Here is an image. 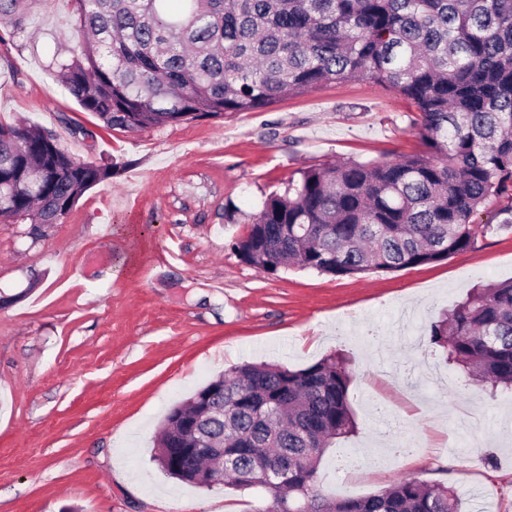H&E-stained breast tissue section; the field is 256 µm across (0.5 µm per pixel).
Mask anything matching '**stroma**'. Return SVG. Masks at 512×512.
<instances>
[{"instance_id": "35a3bbf8", "label": "stroma", "mask_w": 512, "mask_h": 512, "mask_svg": "<svg viewBox=\"0 0 512 512\" xmlns=\"http://www.w3.org/2000/svg\"><path fill=\"white\" fill-rule=\"evenodd\" d=\"M0 42V122L51 129L108 164L34 242L0 223V512H256V489L197 487L153 460L169 410L245 363L347 360L356 430L324 453L332 499L410 475L466 512H512V393L466 385L432 352V322L471 288L512 279V230L392 272L270 274L232 248L301 170L417 149L397 92L332 83L254 112L141 132L101 130L47 73L74 46L69 0H29Z\"/></svg>"}]
</instances>
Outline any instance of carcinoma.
<instances>
[{
    "label": "carcinoma",
    "instance_id": "carcinoma-1",
    "mask_svg": "<svg viewBox=\"0 0 512 512\" xmlns=\"http://www.w3.org/2000/svg\"><path fill=\"white\" fill-rule=\"evenodd\" d=\"M27 0H0V24L28 25ZM77 41L48 70L105 129L143 131L253 112L328 83L373 80L416 113L421 148L395 159L310 168L269 196L234 251L274 274L388 272L472 249L512 229V0H70ZM112 170L78 160L52 132L0 123V221L58 224ZM506 200L500 224L475 216ZM429 343L469 380L512 387V281L474 289L430 326ZM346 360L302 369L234 367L173 407L155 460L201 487L215 475L170 452L224 437V480L259 488L255 512H462L455 490L405 477L337 501L317 488L318 464L355 430ZM224 402L185 429L199 393ZM288 461V479L266 472Z\"/></svg>",
    "mask_w": 512,
    "mask_h": 512
}]
</instances>
